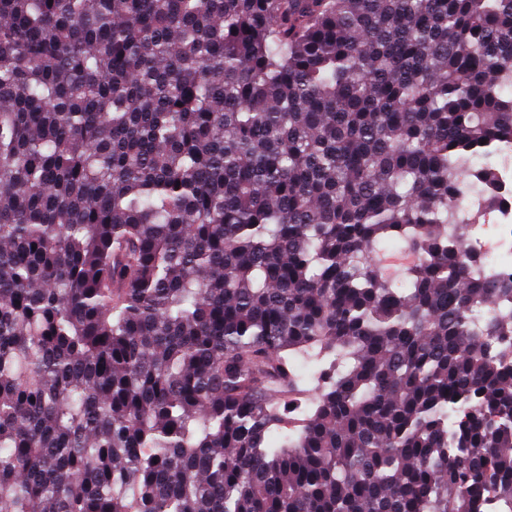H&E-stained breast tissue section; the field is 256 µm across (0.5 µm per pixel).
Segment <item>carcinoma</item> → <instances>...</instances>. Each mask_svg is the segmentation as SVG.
I'll return each instance as SVG.
<instances>
[{
  "label": "carcinoma",
  "mask_w": 512,
  "mask_h": 512,
  "mask_svg": "<svg viewBox=\"0 0 512 512\" xmlns=\"http://www.w3.org/2000/svg\"><path fill=\"white\" fill-rule=\"evenodd\" d=\"M505 86L512 0H0V512H512ZM492 218L493 224H477V228L492 225L495 236L484 238L475 236L474 246L484 256L482 271L495 278L512 277V205L487 213L482 218L487 223ZM476 228V229H477Z\"/></svg>",
  "instance_id": "1"
}]
</instances>
